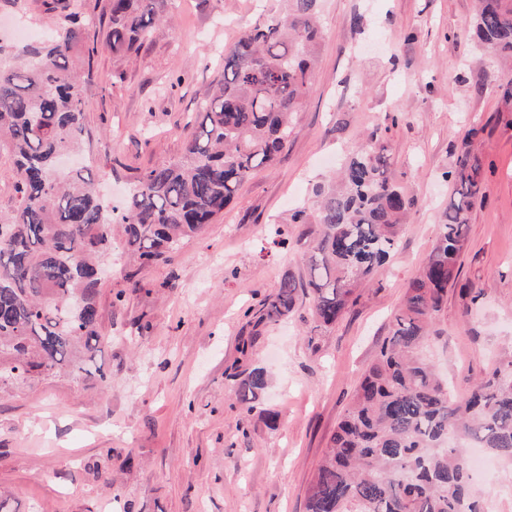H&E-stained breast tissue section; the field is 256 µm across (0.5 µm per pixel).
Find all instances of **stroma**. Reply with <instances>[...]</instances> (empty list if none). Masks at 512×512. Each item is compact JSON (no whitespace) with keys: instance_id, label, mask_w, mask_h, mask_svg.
Listing matches in <instances>:
<instances>
[{"instance_id":"stroma-1","label":"stroma","mask_w":512,"mask_h":512,"mask_svg":"<svg viewBox=\"0 0 512 512\" xmlns=\"http://www.w3.org/2000/svg\"><path fill=\"white\" fill-rule=\"evenodd\" d=\"M474 6L321 0L311 89L276 163L169 262H129L114 242L98 298L111 388L84 374L0 394V494L11 512H305L328 438L433 249L452 192L445 173L473 126L482 199L428 351L462 399L512 349V119L498 110L501 72L458 34ZM283 12L281 0H175L166 34L137 54L115 56L98 38L83 162L108 205L122 204L144 170L182 155L225 48ZM18 22L50 26L44 0H0V28ZM371 136L411 203L393 257L330 328L316 326L307 295L288 318L258 323L281 277L303 275L312 244L304 225L289 224L287 249H275L271 222L287 221ZM251 366L265 369L268 388L248 413L233 374ZM474 491L486 512H512V464L495 461Z\"/></svg>"}]
</instances>
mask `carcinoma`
I'll return each mask as SVG.
<instances>
[{
  "label": "carcinoma",
  "instance_id": "obj_1",
  "mask_svg": "<svg viewBox=\"0 0 512 512\" xmlns=\"http://www.w3.org/2000/svg\"><path fill=\"white\" fill-rule=\"evenodd\" d=\"M167 0H110L95 16L89 0H48L56 14L39 45L0 44V150L15 158L14 210L0 215V391L89 372L101 343L99 267L114 236L144 263L167 261L183 239L224 213L256 170L273 164L294 132L308 96L320 38L319 0H288L224 50L221 78L205 92L198 132L182 157L141 174L121 207L106 210L87 168L66 174L61 154L80 150L85 125L82 51L106 30L116 56L136 54L160 29ZM462 35L512 64V0H477ZM467 133L453 168L454 197L435 246L406 289L390 334L356 386L307 491L306 512H483L471 489L466 448L512 461V352L502 355L464 401L423 355L443 311L484 163ZM384 146L354 151L315 200L290 214L313 224L305 275H285L262 304L259 321L288 316L314 295L317 326H333L358 284L386 265L398 246L409 201L387 176ZM246 412L267 387L261 367L234 374Z\"/></svg>",
  "mask_w": 512,
  "mask_h": 512
}]
</instances>
